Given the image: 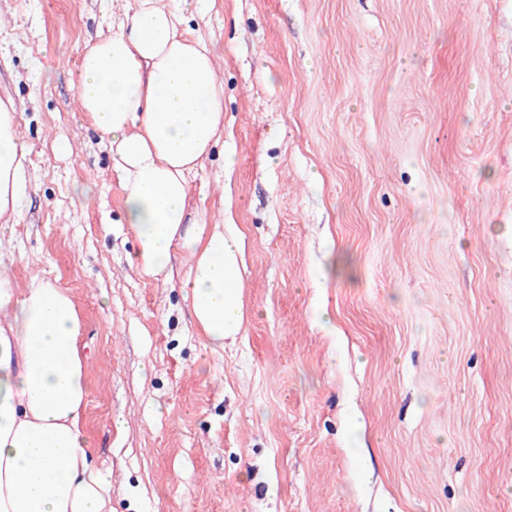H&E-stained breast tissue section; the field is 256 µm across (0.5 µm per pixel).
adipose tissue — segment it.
Masks as SVG:
<instances>
[{
	"label": "adipose tissue",
	"mask_w": 512,
	"mask_h": 512,
	"mask_svg": "<svg viewBox=\"0 0 512 512\" xmlns=\"http://www.w3.org/2000/svg\"><path fill=\"white\" fill-rule=\"evenodd\" d=\"M194 0H137L117 31L81 55L77 98L121 173L122 216L146 275L190 255L184 282L212 348L244 322V235L185 220L187 175L224 128V85L212 50L182 31ZM13 105L0 102V220L17 214L26 151ZM73 296L0 273V512H112L111 486L89 459L90 395Z\"/></svg>",
	"instance_id": "ef3b65f1"
}]
</instances>
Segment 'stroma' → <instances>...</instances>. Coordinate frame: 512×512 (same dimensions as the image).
<instances>
[{
    "label": "stroma",
    "instance_id": "stroma-1",
    "mask_svg": "<svg viewBox=\"0 0 512 512\" xmlns=\"http://www.w3.org/2000/svg\"><path fill=\"white\" fill-rule=\"evenodd\" d=\"M136 2L0 0L26 149L0 253L80 309L113 512H512V0H198L224 133L186 219L247 239L220 350L187 254L130 268L78 106L82 52Z\"/></svg>",
    "mask_w": 512,
    "mask_h": 512
}]
</instances>
